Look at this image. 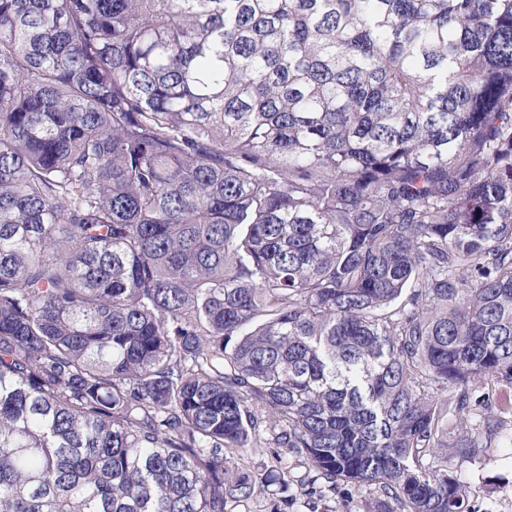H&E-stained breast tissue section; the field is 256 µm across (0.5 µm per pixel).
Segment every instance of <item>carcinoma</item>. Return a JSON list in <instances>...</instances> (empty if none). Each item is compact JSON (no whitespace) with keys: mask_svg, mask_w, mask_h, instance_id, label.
I'll return each instance as SVG.
<instances>
[{"mask_svg":"<svg viewBox=\"0 0 512 512\" xmlns=\"http://www.w3.org/2000/svg\"><path fill=\"white\" fill-rule=\"evenodd\" d=\"M512 383V0H0V512H373ZM234 454V455H233ZM280 454V455H279ZM228 457L251 474L260 490L251 499L229 500L225 512H371L377 495L374 490L349 482H336V491L320 494L311 486H301L309 467L302 456H284L280 448H253L242 459L231 451ZM282 456V460L280 459ZM288 470V485L277 480Z\"/></svg>","mask_w":512,"mask_h":512,"instance_id":"carcinoma-1","label":"carcinoma"}]
</instances>
